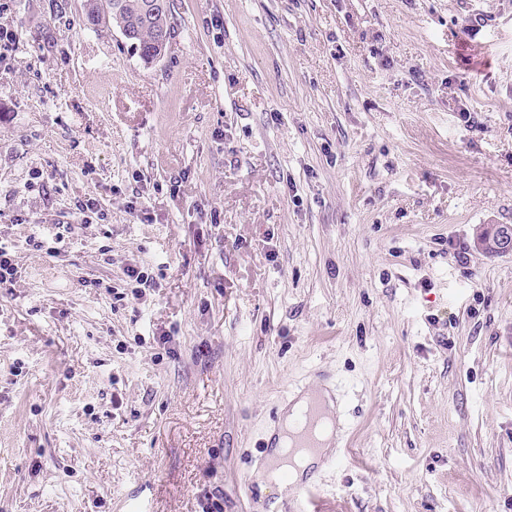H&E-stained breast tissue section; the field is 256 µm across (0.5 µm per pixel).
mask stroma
<instances>
[{"mask_svg":"<svg viewBox=\"0 0 512 512\" xmlns=\"http://www.w3.org/2000/svg\"><path fill=\"white\" fill-rule=\"evenodd\" d=\"M5 3L0 512H267L320 383L322 512H512V0ZM156 2L155 12L150 14L151 4L143 6V16L140 4L145 0H84L85 24L93 29L116 28L129 31L126 36L132 47L145 62L154 60L161 52V38L166 35L167 44L163 48L164 55L174 30L170 22V1L152 0Z\"/></svg>","mask_w":512,"mask_h":512,"instance_id":"obj_1","label":"stroma"}]
</instances>
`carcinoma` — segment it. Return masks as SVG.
Returning a JSON list of instances; mask_svg holds the SVG:
<instances>
[{
	"instance_id": "obj_1",
	"label": "carcinoma",
	"mask_w": 512,
	"mask_h": 512,
	"mask_svg": "<svg viewBox=\"0 0 512 512\" xmlns=\"http://www.w3.org/2000/svg\"><path fill=\"white\" fill-rule=\"evenodd\" d=\"M145 0H84L85 24L93 29L116 28L131 34L129 42L146 62L161 52V38H172L170 0H155L154 13L143 18L140 4Z\"/></svg>"
}]
</instances>
